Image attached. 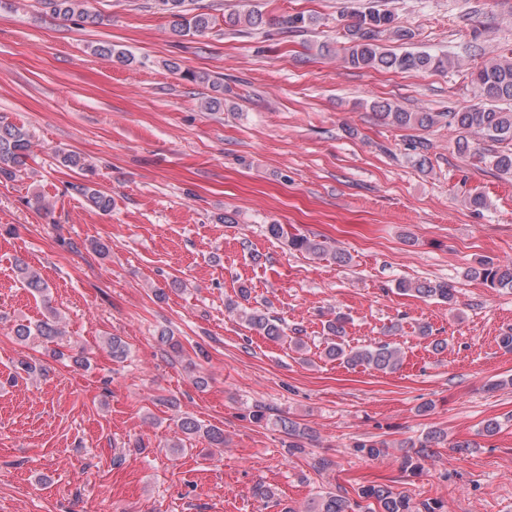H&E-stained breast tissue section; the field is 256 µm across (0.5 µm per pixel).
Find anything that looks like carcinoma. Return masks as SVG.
Segmentation results:
<instances>
[{
  "instance_id": "1",
  "label": "carcinoma",
  "mask_w": 512,
  "mask_h": 512,
  "mask_svg": "<svg viewBox=\"0 0 512 512\" xmlns=\"http://www.w3.org/2000/svg\"><path fill=\"white\" fill-rule=\"evenodd\" d=\"M87 0H43V4L52 15L69 21L77 20L83 26L101 23V15L88 10ZM187 0H154V6L170 18L171 33L177 37L202 35L213 24V17L206 12L194 13L187 8ZM379 0H368L364 9L349 15L351 22L346 25V42L343 47L344 63L354 69H374L383 71L445 72L455 66L454 59L445 54L429 51L406 50L395 52L379 44V37L387 34L396 41L411 38V33L399 25L395 15L379 8ZM317 22V18L302 13L279 17H267L255 10L229 13L224 16V25L230 30L247 26L256 30L275 25L287 32L296 31ZM94 52L105 58L130 65L134 57L116 49L110 43L100 44ZM194 81L210 86L212 95L207 97L204 108L210 112L224 109V83L212 79L207 74H190ZM469 80L475 103L454 112H408L390 102H375L372 111L385 123L400 127L428 128L448 120V126L458 133L457 148L461 153L475 149L483 143L489 144L480 155L500 176H512V53L501 54L485 60L469 73ZM31 150V136L21 126L0 120V178L13 180ZM76 190L94 209L101 212L112 211V196L97 189L93 182L85 181L76 186ZM267 236L283 240L288 250L305 253L320 258L331 256L336 263L344 265L349 256L339 248L327 242L302 234H290L284 226L277 223L264 227ZM13 272L23 287L35 298H44L48 285L41 274L19 261ZM466 276L482 280L494 290H512V262L501 264L482 261L479 266L469 269ZM398 289L418 298L437 299L451 304L454 302L453 289L446 283L430 280L401 281ZM229 310L237 312L239 317L258 334L269 339L285 336L282 323L264 311L241 308L237 304L229 305ZM345 316L338 313L325 325L326 337L323 354L330 360H340L351 367L362 366L380 373H392L402 363V351L396 345L382 341L362 347H351L345 343ZM62 317L50 308L47 315L35 322L18 323L13 328L16 339L25 343L31 339H41L47 343H56L65 335L61 327ZM277 424L288 435V448L292 453L302 452L301 440L308 432L299 422L291 418H279ZM177 428L186 436L204 435L210 444L224 446V433L216 428H205L194 417L183 414L177 419ZM355 451L369 458L378 457L386 452L388 445L378 440H358ZM358 501L352 503L347 497L331 490L322 491L307 505L304 512H444V504L438 500L417 507L412 498L403 491L396 492L387 485L361 486L357 492Z\"/></svg>"
}]
</instances>
